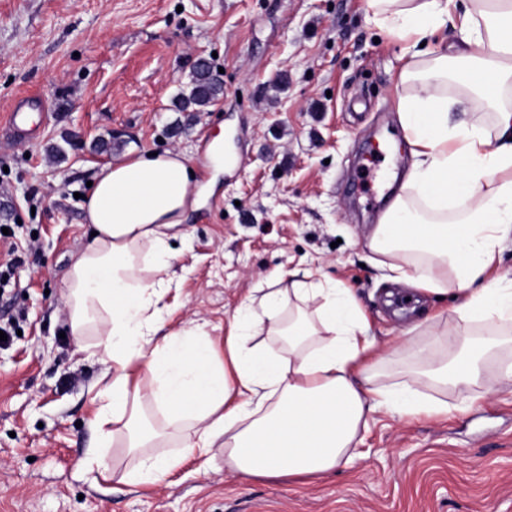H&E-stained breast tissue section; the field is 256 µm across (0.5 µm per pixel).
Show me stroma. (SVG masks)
Listing matches in <instances>:
<instances>
[{
	"instance_id": "1",
	"label": "stroma",
	"mask_w": 512,
	"mask_h": 512,
	"mask_svg": "<svg viewBox=\"0 0 512 512\" xmlns=\"http://www.w3.org/2000/svg\"><path fill=\"white\" fill-rule=\"evenodd\" d=\"M399 54L367 0H0V262L23 260L0 319L25 313L0 344V512H512V381L449 389L444 416L379 410L355 460L309 480L243 479L219 456L128 485L88 463L107 366L69 335L64 294L113 157L176 149L210 188L172 230L163 333L223 348L273 277L309 271L355 291L399 375L403 329L447 317L452 297L384 280L367 246L411 164ZM201 57L224 95L191 120L175 99ZM22 97L43 109L29 137L5 123Z\"/></svg>"
}]
</instances>
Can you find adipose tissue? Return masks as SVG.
I'll return each instance as SVG.
<instances>
[{
	"label": "adipose tissue",
	"instance_id": "ef3b65f1",
	"mask_svg": "<svg viewBox=\"0 0 512 512\" xmlns=\"http://www.w3.org/2000/svg\"><path fill=\"white\" fill-rule=\"evenodd\" d=\"M378 28L401 43L408 90L398 114L412 163L405 186L368 246L386 280L458 299L441 347L407 349L413 381L444 391L477 384L492 337L473 330L512 327V287L498 275L512 239V0H368ZM454 40L437 41L440 33ZM458 93H451V86ZM489 110L460 113L465 101ZM193 171L181 153L126 154L95 176L83 208L94 236L71 266L65 303L72 335L95 337L108 364L100 402L102 445L120 442L137 464L122 480L156 482L182 457H210L248 476L324 475L352 461L369 416L444 414L448 404L407 385L382 383L370 325L349 289L291 281L269 291L258 311L235 320L223 354L196 330L154 337L159 288L173 252L169 232L186 212ZM266 334L277 354L251 345ZM145 366L147 389L131 382ZM164 410L146 422L144 401ZM184 436L183 456L154 454L167 432Z\"/></svg>",
	"mask_w": 512,
	"mask_h": 512
}]
</instances>
